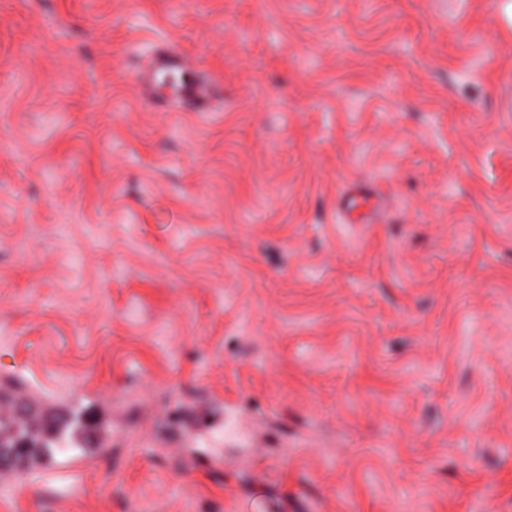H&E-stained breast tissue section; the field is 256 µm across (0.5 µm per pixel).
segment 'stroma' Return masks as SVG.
<instances>
[{"instance_id": "1", "label": "stroma", "mask_w": 512, "mask_h": 512, "mask_svg": "<svg viewBox=\"0 0 512 512\" xmlns=\"http://www.w3.org/2000/svg\"><path fill=\"white\" fill-rule=\"evenodd\" d=\"M0 386V512H512V0H0ZM193 60L183 55L174 45L161 46L147 65H142L137 71V77L146 91H152L158 76L172 73H194ZM173 94L183 100L185 109L189 112H207L213 100L223 99L224 96L222 85L200 75L189 85H177ZM376 206L375 198L361 191L354 190L345 200V207L342 210L349 213L353 210H359V223L370 224V215ZM10 402L15 408L12 415H0V448L4 454L0 464H15L30 455L54 459L57 455L83 451L85 446L77 434L85 430L80 415L38 423L27 406H18L12 395L0 389V403ZM19 445V448H13ZM17 449V451H14Z\"/></svg>"}]
</instances>
